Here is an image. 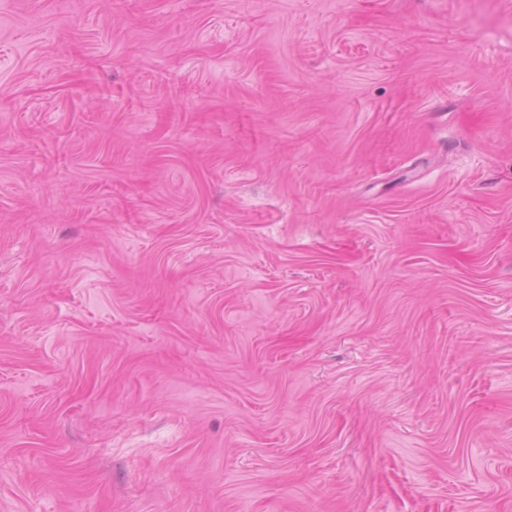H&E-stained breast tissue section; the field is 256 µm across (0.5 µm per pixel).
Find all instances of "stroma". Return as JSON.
<instances>
[{
	"mask_svg": "<svg viewBox=\"0 0 512 512\" xmlns=\"http://www.w3.org/2000/svg\"><path fill=\"white\" fill-rule=\"evenodd\" d=\"M0 512H512V0H0Z\"/></svg>",
	"mask_w": 512,
	"mask_h": 512,
	"instance_id": "stroma-1",
	"label": "stroma"
}]
</instances>
